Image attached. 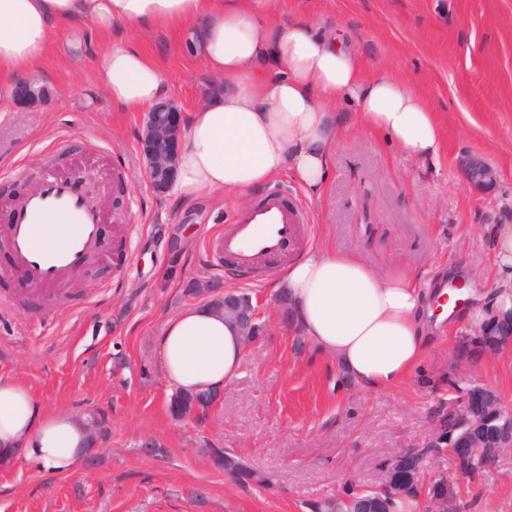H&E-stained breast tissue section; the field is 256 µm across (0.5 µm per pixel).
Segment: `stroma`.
Instances as JSON below:
<instances>
[{
  "instance_id": "obj_1",
  "label": "stroma",
  "mask_w": 512,
  "mask_h": 512,
  "mask_svg": "<svg viewBox=\"0 0 512 512\" xmlns=\"http://www.w3.org/2000/svg\"><path fill=\"white\" fill-rule=\"evenodd\" d=\"M270 2L277 19L340 25L368 67L410 82L445 126L439 165L351 130L321 201L290 176L277 178L304 216L284 258L239 268L211 246L255 195L181 209L156 192L140 150L144 113L115 108L94 82L102 41L89 30L62 35L37 76L49 100L0 112V226L33 177L85 175L101 198V253L45 295L30 290L0 246V377L24 380L49 409L86 417L94 446L67 476L1 462L0 512H308V502L345 482L377 484L426 434L449 380L477 381L512 409V347L463 358V327L444 324L406 382L369 394L297 344L286 304L268 290L287 262L326 238L379 270L418 267L434 280L460 263L475 288L491 287L485 227L512 224V0ZM117 38L165 68L183 109L210 87L189 35L126 29ZM467 153L499 170L494 188L477 193L465 184L458 161ZM213 283L249 294L263 331L247 342L242 376L209 413L178 420L155 338L168 314L209 302ZM216 449L267 485L217 469ZM436 471L464 491L465 512H512V450L473 484L449 458L418 465L420 477Z\"/></svg>"
}]
</instances>
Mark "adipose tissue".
<instances>
[{
	"mask_svg": "<svg viewBox=\"0 0 512 512\" xmlns=\"http://www.w3.org/2000/svg\"><path fill=\"white\" fill-rule=\"evenodd\" d=\"M131 26L188 32L209 75L224 80L184 115L171 185L179 205L244 195L285 172L322 198L336 146L354 125L416 161L442 157L444 127L408 82L364 69L353 46L307 18L273 19L269 0H0V107L39 71L61 33L89 28L107 44L96 81L113 106L151 109L170 83L152 57L113 41V32ZM487 238L494 284L460 291L461 271L449 270L441 311L449 322L476 325L512 309V225L489 227ZM422 278L411 267L375 271L361 254L327 241L287 264L270 289L287 299L296 335L361 390L382 392L405 382L430 348ZM156 347L165 381L184 392L222 390L245 364L240 329L203 303L168 315ZM90 444L85 418L49 411L26 383L0 378V458L66 475Z\"/></svg>",
	"mask_w": 512,
	"mask_h": 512,
	"instance_id": "ef3b65f1",
	"label": "adipose tissue"
}]
</instances>
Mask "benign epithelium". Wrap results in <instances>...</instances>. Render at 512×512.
Wrapping results in <instances>:
<instances>
[{
    "label": "benign epithelium",
    "instance_id": "benign-epithelium-1",
    "mask_svg": "<svg viewBox=\"0 0 512 512\" xmlns=\"http://www.w3.org/2000/svg\"><path fill=\"white\" fill-rule=\"evenodd\" d=\"M48 89L38 81L26 80L16 89L17 100L29 103L45 99ZM183 109L175 101H166L153 106L146 116L143 141V157L152 187L160 193L168 189L178 156V145ZM460 169L466 184L476 192H485L495 186L497 171L481 156L468 155L460 160ZM229 303L237 306L239 314L248 321L257 320L259 312L251 298L240 299L231 296ZM443 413L458 419L470 420L480 415L479 397L475 393L462 392L457 398L444 403ZM423 448H442V455L452 457L456 464L469 462L481 453V444L467 434H455L433 418L431 429L423 443Z\"/></svg>",
    "mask_w": 512,
    "mask_h": 512
}]
</instances>
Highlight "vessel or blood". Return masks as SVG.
I'll return each instance as SVG.
<instances>
[{"label":"vessel or blood","mask_w":512,"mask_h":512,"mask_svg":"<svg viewBox=\"0 0 512 512\" xmlns=\"http://www.w3.org/2000/svg\"><path fill=\"white\" fill-rule=\"evenodd\" d=\"M51 219L77 227L65 247L55 251L44 249L36 237L38 225ZM100 221L99 211L88 207L70 180L47 178L17 202L13 222L1 235L34 291L48 293L95 258ZM302 221L287 191L273 189L225 229L215 249L242 267L271 260L295 238Z\"/></svg>","instance_id":"obj_1"}]
</instances>
